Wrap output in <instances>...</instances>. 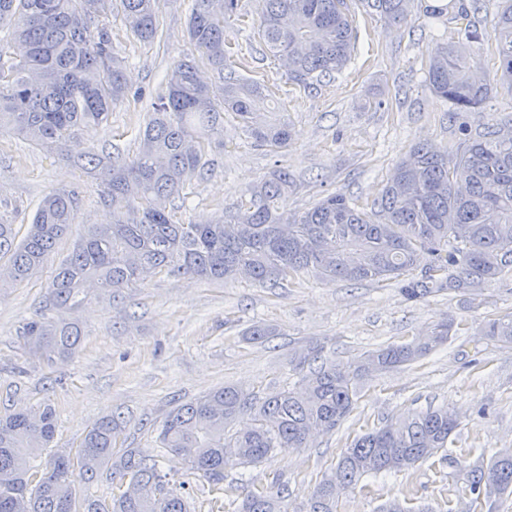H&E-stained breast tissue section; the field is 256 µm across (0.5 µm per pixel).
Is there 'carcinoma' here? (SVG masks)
Segmentation results:
<instances>
[{
  "label": "carcinoma",
  "mask_w": 512,
  "mask_h": 512,
  "mask_svg": "<svg viewBox=\"0 0 512 512\" xmlns=\"http://www.w3.org/2000/svg\"><path fill=\"white\" fill-rule=\"evenodd\" d=\"M255 29L288 68V82L316 90L343 72L355 51L357 4L387 25L412 17L415 0H256ZM488 0L462 7L457 39L434 38L423 82L462 112L481 106L493 86L481 69L480 46L497 45L499 80L512 84V0H499L482 26L472 17ZM163 0H0V135L12 133L32 147L70 162L96 186L97 203L110 213L89 224L47 284L45 308L76 309L87 289L116 298L158 275L228 283L240 278L281 287L287 273L331 281H394L408 296L437 292L474 294L512 273V130L497 127L451 140L442 148L414 147L397 162L380 197L369 205L338 192L304 211H288L297 188L276 167L209 224L186 222L185 185L211 165L224 145V115L254 142L284 149L292 136L287 114L270 105L266 86L236 75L239 65L224 48V23L239 0H193L186 26L189 53L173 64L129 158L93 146L74 157L71 141L108 125L112 105L128 94L125 61L112 52L110 19L150 45L159 34ZM83 199L76 190H52L16 241L14 225L0 217V288L28 281L76 223ZM429 263L419 267L423 258ZM455 322L443 319L423 336L390 342L348 362L323 355V347L294 353L298 382L275 394L245 393L233 386L207 393L168 413L161 447L182 457L188 472L207 482L211 508L224 512H283L281 483L247 491L224 487L225 449L255 466L282 448H306L318 433L336 430L353 411L361 382L421 360L448 344ZM22 335L31 352L66 357L82 330L65 318L42 314ZM275 329L263 323L246 336L264 342ZM482 335L512 344V314L489 320ZM248 414L251 426L233 424ZM459 426L455 412L429 407L390 421L354 439L336 468L314 488L302 512H337L336 485L354 488L365 478L396 473L447 451ZM123 421L107 416L82 438L75 453L51 450L53 408L19 410L0 417V512H192L186 483L160 474L155 458L138 448L113 451ZM456 477L484 494L488 512L512 494V450L487 461L455 460ZM85 483L133 480L138 493L110 501L83 498Z\"/></svg>",
  "instance_id": "carcinoma-1"
}]
</instances>
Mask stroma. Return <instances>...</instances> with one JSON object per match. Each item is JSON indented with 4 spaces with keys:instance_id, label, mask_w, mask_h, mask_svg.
Instances as JSON below:
<instances>
[{
    "instance_id": "stroma-1",
    "label": "stroma",
    "mask_w": 512,
    "mask_h": 512,
    "mask_svg": "<svg viewBox=\"0 0 512 512\" xmlns=\"http://www.w3.org/2000/svg\"><path fill=\"white\" fill-rule=\"evenodd\" d=\"M192 0L163 6L159 36L150 46L136 42L120 18H112V46L126 58L128 96L113 105L109 129L91 133L97 148L127 158L138 132L164 89L173 63L189 51L185 29ZM355 53L342 74L319 89L291 88L281 61L236 20L225 25V41L252 59L258 79L272 89L293 125L287 150L254 147L232 119L224 121V146L214 163L188 184L185 218L205 224L220 214L274 164L288 167L298 188L288 201L304 210L336 192L372 202L394 164L417 144L443 146L459 127L478 133L512 125V86L501 85L486 104L458 114L423 83L434 30L456 35L461 23L450 0L437 26L427 18L385 27L357 12ZM383 89L382 105L368 103ZM81 184L84 206L78 223L27 282L0 288V416L22 407L51 405L58 426L54 445L77 447L100 418L121 415V448L156 456L161 471L185 479L181 460L160 448L157 436L167 413L213 389L274 393L291 382L290 359L305 345H323L327 357L347 362L381 344L426 331L435 321L454 319L459 329L447 345L420 362L366 379L349 417L311 447L276 451L254 467L232 465L225 484L245 493L248 485L284 484L288 512H299L314 486L336 464L346 444L367 428L427 407H445L461 417L450 457L464 452L492 455L512 448V347L485 340L486 321L512 312V277L475 296L437 295L412 300L397 283L350 285L305 275L282 288H263L246 279L213 284L160 275L126 289L122 298L91 293L70 319L84 331L80 349L47 362L28 353L19 331L38 311L50 275L87 225L104 220L90 183L63 160L45 156L27 142L0 136V213L18 234L42 197ZM276 326L278 335L249 343L254 323ZM400 499L431 512H448L457 501V480L449 460L431 458L388 476L369 479L367 489L347 491L340 512H377Z\"/></svg>"
}]
</instances>
